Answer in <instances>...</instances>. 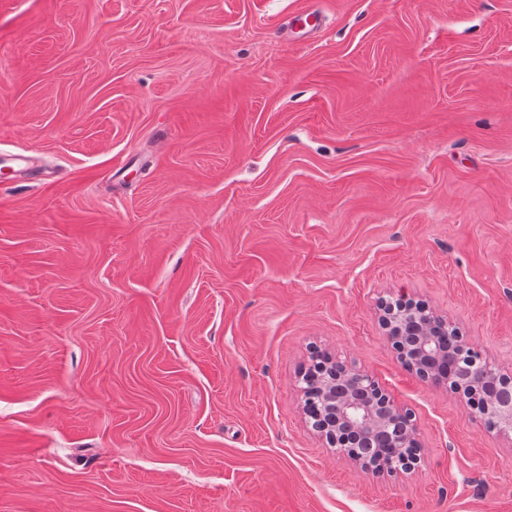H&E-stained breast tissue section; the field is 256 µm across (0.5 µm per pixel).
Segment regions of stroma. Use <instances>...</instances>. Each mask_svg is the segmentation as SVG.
Returning a JSON list of instances; mask_svg holds the SVG:
<instances>
[{
	"mask_svg": "<svg viewBox=\"0 0 512 512\" xmlns=\"http://www.w3.org/2000/svg\"><path fill=\"white\" fill-rule=\"evenodd\" d=\"M18 148L0 512H512V443L379 318L512 370V0H0ZM314 349L412 412L414 470L324 447Z\"/></svg>",
	"mask_w": 512,
	"mask_h": 512,
	"instance_id": "1",
	"label": "stroma"
}]
</instances>
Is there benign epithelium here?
Masks as SVG:
<instances>
[{"instance_id": "7a95c632", "label": "benign epithelium", "mask_w": 512, "mask_h": 512, "mask_svg": "<svg viewBox=\"0 0 512 512\" xmlns=\"http://www.w3.org/2000/svg\"><path fill=\"white\" fill-rule=\"evenodd\" d=\"M381 322L397 351L402 365L423 380H431L460 396L478 395L481 403L467 402L469 413L484 421L488 430L512 440V371H505L483 357L481 352L460 342L458 353L477 367L480 383L463 390L460 382L442 367L453 344L441 343L437 337L449 334L455 326L429 312L422 303L401 295L381 304ZM323 376L314 380L320 408L303 407L307 423L328 448H337L361 468L380 474L373 458L342 448V436L357 430L369 440L373 453L381 452L374 441L390 437L394 448H413L415 454L400 462L399 470L409 471L420 461L421 447L412 413L397 404L368 374L342 362L316 355Z\"/></svg>"}]
</instances>
